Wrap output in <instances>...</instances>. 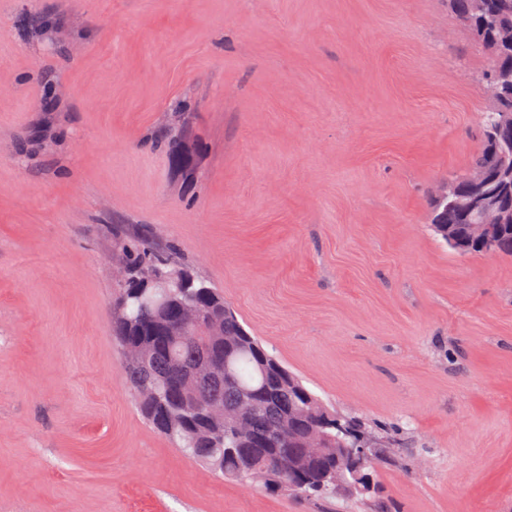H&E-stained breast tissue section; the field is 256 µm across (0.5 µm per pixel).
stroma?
Segmentation results:
<instances>
[{
    "label": "stroma",
    "instance_id": "1",
    "mask_svg": "<svg viewBox=\"0 0 512 512\" xmlns=\"http://www.w3.org/2000/svg\"><path fill=\"white\" fill-rule=\"evenodd\" d=\"M489 65L448 0H0V512H512V256L430 226ZM150 229L391 439L371 497L218 477L141 416L111 256Z\"/></svg>",
    "mask_w": 512,
    "mask_h": 512
}]
</instances>
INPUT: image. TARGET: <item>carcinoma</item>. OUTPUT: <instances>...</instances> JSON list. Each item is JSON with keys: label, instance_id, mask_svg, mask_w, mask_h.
Returning <instances> with one entry per match:
<instances>
[{"label": "carcinoma", "instance_id": "obj_1", "mask_svg": "<svg viewBox=\"0 0 512 512\" xmlns=\"http://www.w3.org/2000/svg\"><path fill=\"white\" fill-rule=\"evenodd\" d=\"M448 8L491 59L483 78L492 75L499 86L498 97L480 113V150L465 174L448 177L464 181L479 173L491 176L501 164L494 122L502 112L512 114V0H448ZM431 224L456 252L485 254L467 239V221L445 204H434ZM113 249L121 254L128 273L112 307V332L123 355L125 377L146 421L219 476L306 497L336 494L332 482L336 428L322 418L338 414L265 352L218 289L177 263L172 243L147 230L117 238ZM493 253L512 255L511 226L503 227ZM190 297L213 322L206 347L190 336L178 342L168 336V326L180 316L179 304ZM217 358L224 364L222 379H203L191 389L182 386V367ZM163 404L170 418L161 424ZM340 421L365 433L359 420L342 417ZM274 432L294 442L309 432L317 436L321 458L310 467L307 482L290 486L288 478L269 470L266 458L271 449L257 444Z\"/></svg>", "mask_w": 512, "mask_h": 512}]
</instances>
